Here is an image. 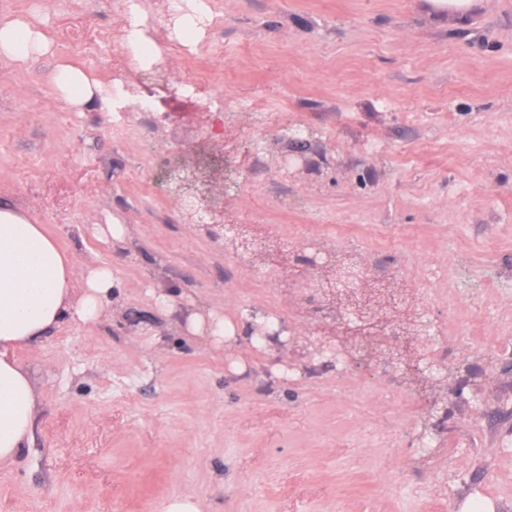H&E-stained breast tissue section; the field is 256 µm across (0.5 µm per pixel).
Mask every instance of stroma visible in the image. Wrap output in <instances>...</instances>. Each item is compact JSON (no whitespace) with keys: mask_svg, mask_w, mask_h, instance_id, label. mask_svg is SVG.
I'll return each mask as SVG.
<instances>
[{"mask_svg":"<svg viewBox=\"0 0 512 512\" xmlns=\"http://www.w3.org/2000/svg\"><path fill=\"white\" fill-rule=\"evenodd\" d=\"M211 22L185 40L168 0H140L172 52L126 69L122 0H0V20L38 27L49 52L0 64V204L53 236L75 269L112 267L103 317L64 320L18 350L34 374V438L0 465V512H162L171 498L202 512H512V0L436 10L430 0H204ZM224 43L212 50L216 29ZM69 64L98 89L71 104L50 81ZM162 123L137 127L141 86ZM303 122V141L288 128ZM203 163L254 159L214 184L225 239L258 250L232 261L172 197L154 156ZM118 219L123 242L96 233ZM361 236L358 293L319 308L255 280L281 278L297 256L258 244L271 225ZM406 264L430 306L407 299L392 319L424 345L467 326L448 358L447 410L435 426L455 470L414 467L405 449L425 429L430 391L408 357V399L373 361H329L304 336H332L337 311L380 284L402 294ZM178 305L161 313L152 292ZM455 293L456 305L446 296ZM291 315L297 341L265 350L192 334L189 311ZM402 454H395V447Z\"/></svg>","mask_w":512,"mask_h":512,"instance_id":"obj_1","label":"stroma"}]
</instances>
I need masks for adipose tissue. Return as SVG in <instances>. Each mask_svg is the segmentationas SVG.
<instances>
[{"label": "adipose tissue", "instance_id": "1", "mask_svg": "<svg viewBox=\"0 0 512 512\" xmlns=\"http://www.w3.org/2000/svg\"><path fill=\"white\" fill-rule=\"evenodd\" d=\"M44 33L20 20L0 21V60L27 65L46 54ZM115 284L111 267L89 260L82 273L42 225L23 211L0 208V464L15 462L34 434L37 393L29 370L17 362L20 347H36L70 318L97 322ZM191 333L216 342L246 340L247 322L209 311L191 313Z\"/></svg>", "mask_w": 512, "mask_h": 512}]
</instances>
